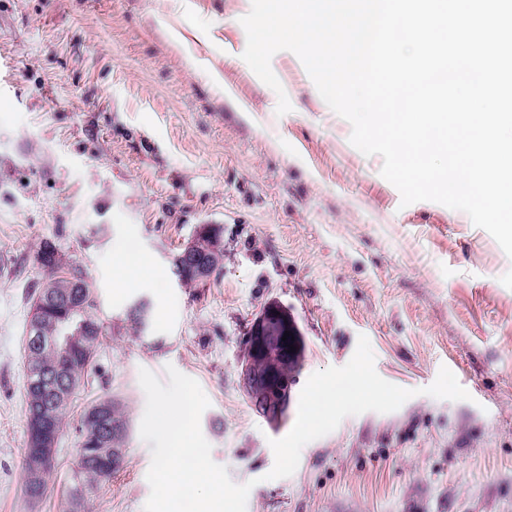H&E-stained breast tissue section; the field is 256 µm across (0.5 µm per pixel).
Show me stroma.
Listing matches in <instances>:
<instances>
[{
  "instance_id": "1",
  "label": "stroma",
  "mask_w": 512,
  "mask_h": 512,
  "mask_svg": "<svg viewBox=\"0 0 512 512\" xmlns=\"http://www.w3.org/2000/svg\"><path fill=\"white\" fill-rule=\"evenodd\" d=\"M251 0H0V512H67L84 410L118 396L125 460L85 512H144L151 446L139 372L167 367L210 401L213 461L252 482L247 512H512V258L467 214L401 206L382 160L320 96L301 60L271 68L292 109L243 60ZM224 227V266L182 286L174 255ZM56 241L93 285L106 334L65 419L42 500L24 494L23 342L33 256ZM136 248L133 287L114 261ZM305 343L296 374L341 367L367 336L375 369L414 390L397 411L342 420L267 480L280 426L238 383L241 340L269 300ZM145 303L143 332L127 320ZM466 401L424 395L440 368Z\"/></svg>"
}]
</instances>
